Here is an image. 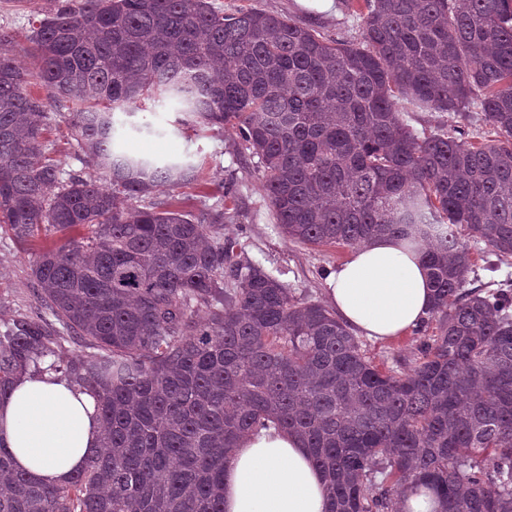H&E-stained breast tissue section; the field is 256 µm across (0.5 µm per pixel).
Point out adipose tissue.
<instances>
[{
	"mask_svg": "<svg viewBox=\"0 0 512 512\" xmlns=\"http://www.w3.org/2000/svg\"><path fill=\"white\" fill-rule=\"evenodd\" d=\"M327 297L352 331L390 340L415 328L433 305L420 248L393 236L355 247L327 278ZM94 399L60 376H20L0 400V443L18 471L63 486L99 444ZM326 481L293 434L243 439L224 464V512H326Z\"/></svg>",
	"mask_w": 512,
	"mask_h": 512,
	"instance_id": "adipose-tissue-1",
	"label": "adipose tissue"
}]
</instances>
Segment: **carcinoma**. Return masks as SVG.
I'll use <instances>...</instances> for the list:
<instances>
[{
  "label": "carcinoma",
  "instance_id": "cac0c4a2",
  "mask_svg": "<svg viewBox=\"0 0 512 512\" xmlns=\"http://www.w3.org/2000/svg\"><path fill=\"white\" fill-rule=\"evenodd\" d=\"M350 5L356 42L211 0H60L27 35L32 69L0 33V228L35 249L41 308L3 323L0 399L59 373L102 426L64 486L17 472L0 444V512H224L226 457L270 428L309 449L328 512H392L410 482L441 512H512V291H464L460 235L512 256V0ZM33 79L78 105L109 186L44 155ZM167 95L237 131L289 241L421 247L436 327L414 329L411 369L380 371L332 310L245 257L224 209L192 219L154 200L194 166L114 152V111ZM402 100L479 112L498 139L420 137ZM53 231L69 237L41 242ZM56 323L88 352L62 357Z\"/></svg>",
  "mask_w": 512,
  "mask_h": 512
}]
</instances>
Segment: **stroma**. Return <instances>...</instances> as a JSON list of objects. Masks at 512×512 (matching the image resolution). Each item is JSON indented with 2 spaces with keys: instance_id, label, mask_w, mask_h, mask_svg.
Listing matches in <instances>:
<instances>
[{
  "instance_id": "stroma-1",
  "label": "stroma",
  "mask_w": 512,
  "mask_h": 512,
  "mask_svg": "<svg viewBox=\"0 0 512 512\" xmlns=\"http://www.w3.org/2000/svg\"><path fill=\"white\" fill-rule=\"evenodd\" d=\"M231 13L253 9L282 14L319 30L332 39L356 40L357 19L347 0H214ZM50 8V0H0V29L14 34L16 52L23 64H30L27 36L34 20ZM30 93L42 96L48 114L43 149L60 167L63 175L95 176V160L80 149L74 136L72 114L76 107L47 96L33 85ZM115 120L124 135L116 143L119 152L164 160L186 159L197 171V182L156 194L173 209L199 216L210 208L229 206L231 217L224 233L236 238L245 255L287 283L301 300L326 303L325 278L330 269L344 261L349 248L312 247L290 242L281 232L269 207L256 160L244 150L236 132L210 128L181 112L176 100L143 102L132 114L116 112ZM232 203H225V195ZM474 271L473 288L512 287V257L491 258L483 242L468 240ZM34 253L12 234L0 231V319L29 315L39 306L37 285L31 269ZM419 338L406 334L389 342L362 338L367 357L383 371H403L414 366Z\"/></svg>"
}]
</instances>
